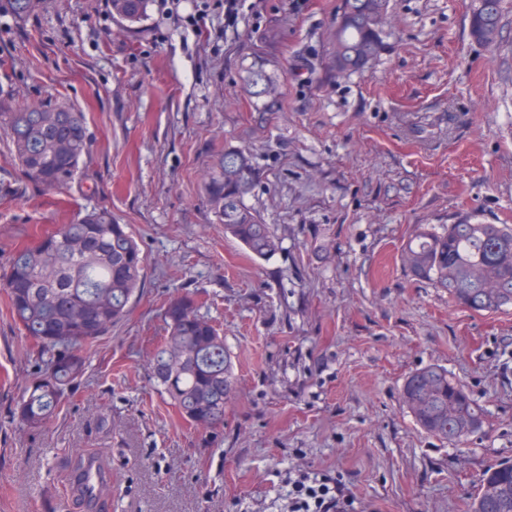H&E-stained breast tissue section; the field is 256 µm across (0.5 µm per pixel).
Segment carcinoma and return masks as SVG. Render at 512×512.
<instances>
[{
	"label": "carcinoma",
	"mask_w": 512,
	"mask_h": 512,
	"mask_svg": "<svg viewBox=\"0 0 512 512\" xmlns=\"http://www.w3.org/2000/svg\"><path fill=\"white\" fill-rule=\"evenodd\" d=\"M20 18L36 11L40 0H5ZM149 0H110L113 14L140 23ZM390 0H342L332 38L338 72H357L386 50L380 26ZM501 0H472L470 29L478 42L498 31ZM274 87L265 72L248 77L249 96L261 99ZM0 131L23 177L54 189L71 184L88 149L86 115L58 102L19 108L0 103ZM257 180L249 154L227 148L207 174L204 192L224 233L259 258L279 249L278 239L244 197ZM402 262L409 274L448 293L457 305L494 312L512 305V225L483 224L467 218L458 224L421 227L407 243ZM146 260L128 231L106 209L59 224L15 251L0 270L16 323L46 357L44 374L16 404L15 415L29 428L46 424L85 370L84 347L107 334L128 312L145 278ZM189 295L164 307L166 335L152 353L154 377L180 416L204 431L224 422V402L235 379L224 335L197 314ZM402 396L415 422L429 435L457 444L481 431L484 409L438 365L409 375ZM470 512H512V464L488 473L472 497Z\"/></svg>",
	"instance_id": "cac0c4a2"
}]
</instances>
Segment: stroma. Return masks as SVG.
<instances>
[{
  "instance_id": "1",
  "label": "stroma",
  "mask_w": 512,
  "mask_h": 512,
  "mask_svg": "<svg viewBox=\"0 0 512 512\" xmlns=\"http://www.w3.org/2000/svg\"><path fill=\"white\" fill-rule=\"evenodd\" d=\"M471 0H391L387 49L336 73L340 0H242L225 27L197 0L129 27L109 0L0 10V101L81 108L89 149L66 188L25 181L0 134V267L80 213L111 211L147 267L128 315L87 353L49 424L13 409L42 363L0 292V512H87L67 492L99 456L95 512H282L288 469L343 476L356 512H466L512 462V306L476 313L418 282L401 253L418 225L512 224V0L493 43ZM277 87L259 100L247 78ZM249 151L245 203L279 240L251 257L201 186L224 148ZM193 295L224 330L236 388L217 433L186 424L152 378L168 300ZM435 364L485 410L460 445L429 437L401 398Z\"/></svg>"
}]
</instances>
